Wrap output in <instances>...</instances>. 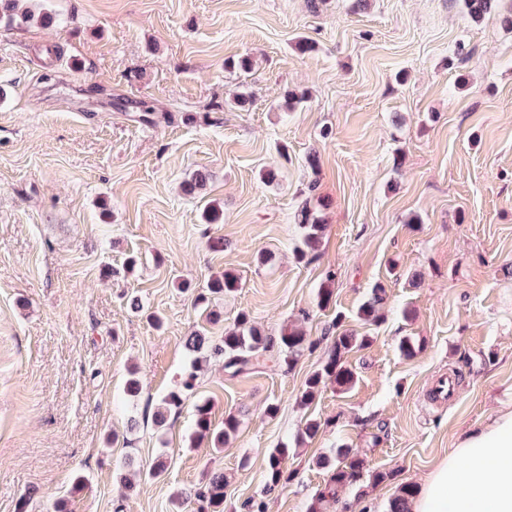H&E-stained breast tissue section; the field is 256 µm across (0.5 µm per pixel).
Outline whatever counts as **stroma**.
Listing matches in <instances>:
<instances>
[{
    "instance_id": "obj_1",
    "label": "stroma",
    "mask_w": 512,
    "mask_h": 512,
    "mask_svg": "<svg viewBox=\"0 0 512 512\" xmlns=\"http://www.w3.org/2000/svg\"><path fill=\"white\" fill-rule=\"evenodd\" d=\"M43 6L55 24L0 20V512H193L174 494L217 470L226 512L253 497L306 512L327 481L318 458L345 447L366 475L326 512H388L400 485H420L512 401V0L478 23L461 0ZM242 57L249 70L225 68ZM140 101L154 123L139 122ZM199 171L204 187L186 193ZM306 201L325 230L300 261ZM225 272L239 286L213 299L210 324L194 298ZM378 286L385 319L370 324L357 311ZM243 311L272 338L296 328L317 346L288 372L275 350L238 375L210 362L156 425L188 336L220 339ZM337 321L370 339L344 358L356 383L302 406ZM445 374L456 393L431 402ZM201 399L214 425L239 421L221 452L193 435ZM310 419L321 427L301 438ZM284 444L292 478L264 494L265 453ZM160 456L166 472L150 478Z\"/></svg>"
}]
</instances>
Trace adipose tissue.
Returning a JSON list of instances; mask_svg holds the SVG:
<instances>
[{"mask_svg": "<svg viewBox=\"0 0 512 512\" xmlns=\"http://www.w3.org/2000/svg\"><path fill=\"white\" fill-rule=\"evenodd\" d=\"M411 512H512V404L458 438Z\"/></svg>", "mask_w": 512, "mask_h": 512, "instance_id": "obj_1", "label": "adipose tissue"}]
</instances>
